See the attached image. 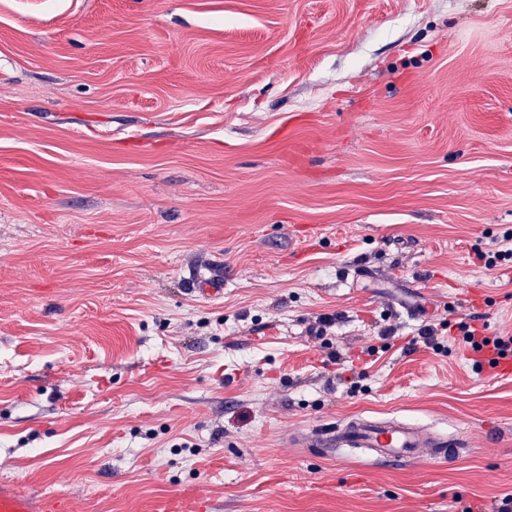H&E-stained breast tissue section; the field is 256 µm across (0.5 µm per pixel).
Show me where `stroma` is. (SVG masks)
Instances as JSON below:
<instances>
[{"label": "stroma", "mask_w": 512, "mask_h": 512, "mask_svg": "<svg viewBox=\"0 0 512 512\" xmlns=\"http://www.w3.org/2000/svg\"><path fill=\"white\" fill-rule=\"evenodd\" d=\"M510 247L512 0H0V481L489 512L512 373L416 338L512 335ZM355 416L464 451L316 447Z\"/></svg>", "instance_id": "35a3bbf8"}]
</instances>
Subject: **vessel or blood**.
Returning a JSON list of instances; mask_svg holds the SVG:
<instances>
[{"label":"vessel or blood","mask_w":512,"mask_h":512,"mask_svg":"<svg viewBox=\"0 0 512 512\" xmlns=\"http://www.w3.org/2000/svg\"><path fill=\"white\" fill-rule=\"evenodd\" d=\"M320 448H370L381 461L417 459L423 449H431L433 458L455 459L456 443L447 436L398 421L356 419L323 434ZM70 499L26 490L8 481L0 482V512H71ZM206 498L194 494L167 496L158 500L153 512H209Z\"/></svg>","instance_id":"obj_1"}]
</instances>
